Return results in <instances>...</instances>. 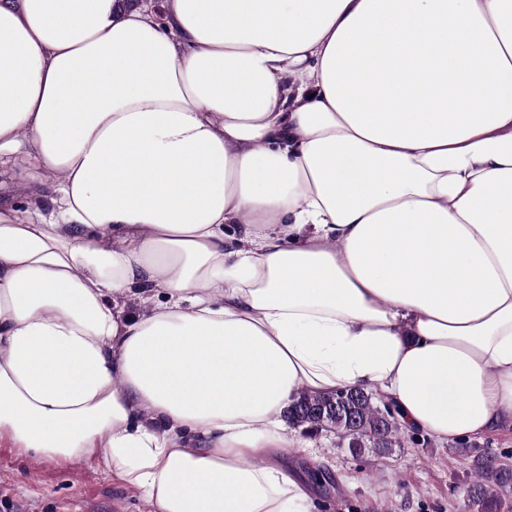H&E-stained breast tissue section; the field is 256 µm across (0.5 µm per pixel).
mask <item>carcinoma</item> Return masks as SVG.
Listing matches in <instances>:
<instances>
[{
    "label": "carcinoma",
    "instance_id": "obj_1",
    "mask_svg": "<svg viewBox=\"0 0 512 512\" xmlns=\"http://www.w3.org/2000/svg\"><path fill=\"white\" fill-rule=\"evenodd\" d=\"M285 418L292 428L308 436L322 431L336 433L340 447L353 456L367 450L384 454L403 443L396 411L365 389H340L323 396L303 392L288 408ZM460 448L472 458L474 480L469 488L470 498L479 512H498L499 491L512 487V469L465 443Z\"/></svg>",
    "mask_w": 512,
    "mask_h": 512
}]
</instances>
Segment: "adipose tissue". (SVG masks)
I'll return each instance as SVG.
<instances>
[{
  "mask_svg": "<svg viewBox=\"0 0 512 512\" xmlns=\"http://www.w3.org/2000/svg\"><path fill=\"white\" fill-rule=\"evenodd\" d=\"M343 388L512 416V0H0V441L307 512Z\"/></svg>",
  "mask_w": 512,
  "mask_h": 512,
  "instance_id": "obj_1",
  "label": "adipose tissue"
}]
</instances>
